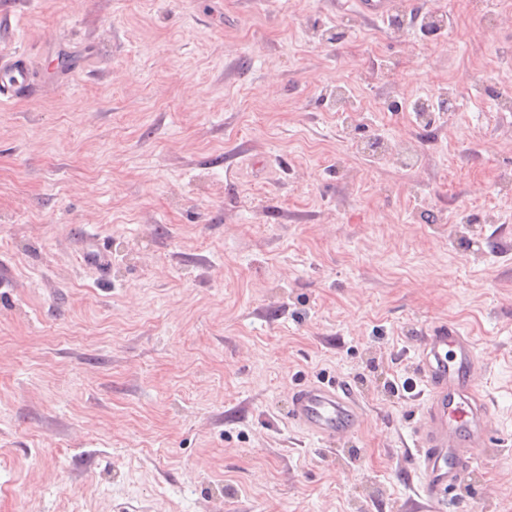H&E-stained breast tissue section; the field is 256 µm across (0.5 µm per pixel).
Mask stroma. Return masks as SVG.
<instances>
[{
    "label": "stroma",
    "instance_id": "35a3bbf8",
    "mask_svg": "<svg viewBox=\"0 0 512 512\" xmlns=\"http://www.w3.org/2000/svg\"><path fill=\"white\" fill-rule=\"evenodd\" d=\"M1 49L33 79L0 103V512H512V0H0ZM441 324L492 443L439 505ZM334 379L363 423L324 441L290 400ZM347 3L355 4L356 9L370 19L383 21L390 19L395 6L393 0H354ZM85 242L80 254L83 263L100 271L106 269L112 263L111 255L94 238H88Z\"/></svg>",
    "mask_w": 512,
    "mask_h": 512
}]
</instances>
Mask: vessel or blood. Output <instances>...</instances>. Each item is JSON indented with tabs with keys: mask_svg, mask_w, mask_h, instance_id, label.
I'll return each mask as SVG.
<instances>
[{
	"mask_svg": "<svg viewBox=\"0 0 512 512\" xmlns=\"http://www.w3.org/2000/svg\"><path fill=\"white\" fill-rule=\"evenodd\" d=\"M354 4L367 17L383 21L390 19L395 6L394 0H354ZM29 78L23 54L0 53V99L13 97ZM81 259L100 271L112 262L91 238ZM479 365L473 341L456 328H434L423 342L419 366L429 397L425 419L416 430L418 448L412 464L424 478V492L438 501L458 488L491 443L490 407L477 382ZM290 419L307 434L330 440L357 432L363 413L347 387L318 382L293 391Z\"/></svg>",
	"mask_w": 512,
	"mask_h": 512,
	"instance_id": "vessel-or-blood-1",
	"label": "vessel or blood"
}]
</instances>
